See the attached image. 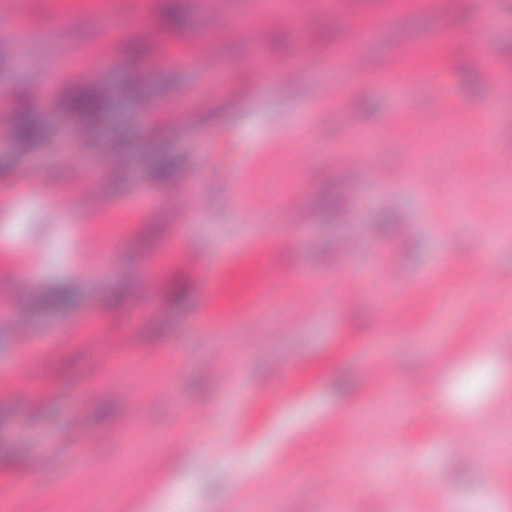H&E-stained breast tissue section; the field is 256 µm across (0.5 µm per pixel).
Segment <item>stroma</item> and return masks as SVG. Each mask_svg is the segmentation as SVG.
<instances>
[{"instance_id":"1","label":"stroma","mask_w":512,"mask_h":512,"mask_svg":"<svg viewBox=\"0 0 512 512\" xmlns=\"http://www.w3.org/2000/svg\"><path fill=\"white\" fill-rule=\"evenodd\" d=\"M150 2L115 32L87 12L33 19L21 44L0 32V89L37 130L0 153V189L23 167L74 189L76 216L114 208L79 271L50 210L20 195L0 220V373L32 388L0 395V499L17 483L12 512H482L492 494L512 512V94L495 90L512 0H297L248 37L251 0ZM488 2L480 54L459 37ZM75 59L89 120L121 128L134 164L51 121L49 80ZM147 69L137 103L113 99ZM151 106L175 123L151 126ZM245 241L280 281L250 311L238 273L206 286L184 256Z\"/></svg>"}]
</instances>
